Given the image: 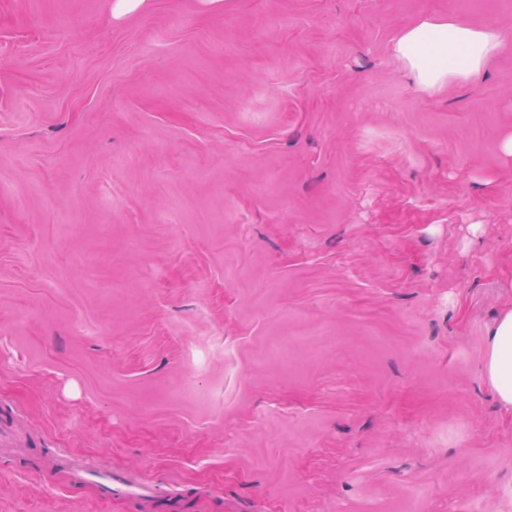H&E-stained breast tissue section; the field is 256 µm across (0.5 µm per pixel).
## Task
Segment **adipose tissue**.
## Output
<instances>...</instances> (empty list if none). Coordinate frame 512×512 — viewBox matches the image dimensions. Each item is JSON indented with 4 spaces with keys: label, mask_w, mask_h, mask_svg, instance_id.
<instances>
[{
    "label": "adipose tissue",
    "mask_w": 512,
    "mask_h": 512,
    "mask_svg": "<svg viewBox=\"0 0 512 512\" xmlns=\"http://www.w3.org/2000/svg\"><path fill=\"white\" fill-rule=\"evenodd\" d=\"M503 44L496 26L473 27L448 16H426L398 33L391 54L423 95L435 97L448 84L481 73ZM484 376L499 404L512 410V306L499 312L489 333Z\"/></svg>",
    "instance_id": "1"
}]
</instances>
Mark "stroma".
Segmentation results:
<instances>
[{
    "mask_svg": "<svg viewBox=\"0 0 512 512\" xmlns=\"http://www.w3.org/2000/svg\"><path fill=\"white\" fill-rule=\"evenodd\" d=\"M113 4L0 0V512H512V0ZM503 44L494 25L473 27L448 16H425L398 33L391 54L423 95L435 97L448 84L481 73ZM488 336L484 376L499 404L512 410V306L499 312Z\"/></svg>",
    "mask_w": 512,
    "mask_h": 512,
    "instance_id": "stroma-1",
    "label": "stroma"
}]
</instances>
